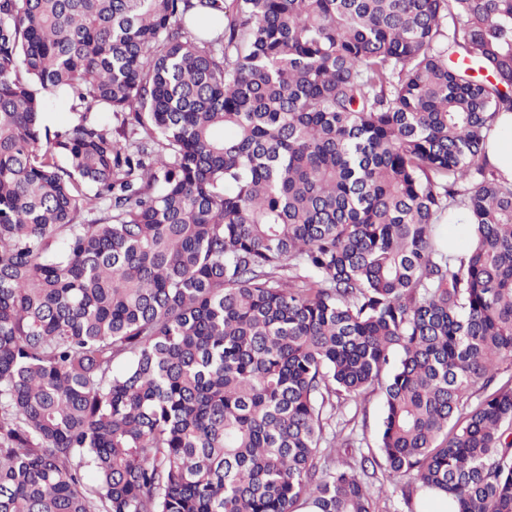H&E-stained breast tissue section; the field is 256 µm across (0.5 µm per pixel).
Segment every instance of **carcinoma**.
<instances>
[{
    "mask_svg": "<svg viewBox=\"0 0 512 512\" xmlns=\"http://www.w3.org/2000/svg\"><path fill=\"white\" fill-rule=\"evenodd\" d=\"M503 112L512 0H0V512H512ZM488 158L502 177L512 181V113L503 112L497 122V132L488 144ZM382 415V402L378 395L373 396L366 405V412L362 414L359 411L356 415V430L361 436L364 432L366 441L373 449L376 446V438L380 427Z\"/></svg>",
    "mask_w": 512,
    "mask_h": 512,
    "instance_id": "cac0c4a2",
    "label": "carcinoma"
}]
</instances>
